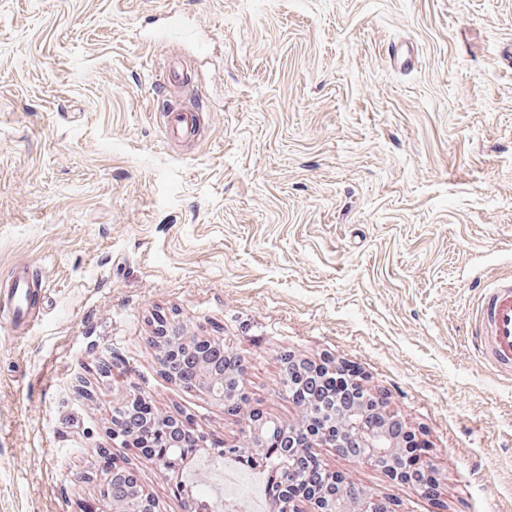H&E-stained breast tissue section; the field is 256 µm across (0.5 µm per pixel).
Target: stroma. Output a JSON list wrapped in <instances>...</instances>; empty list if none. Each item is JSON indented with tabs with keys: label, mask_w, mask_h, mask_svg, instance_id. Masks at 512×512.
<instances>
[{
	"label": "stroma",
	"mask_w": 512,
	"mask_h": 512,
	"mask_svg": "<svg viewBox=\"0 0 512 512\" xmlns=\"http://www.w3.org/2000/svg\"><path fill=\"white\" fill-rule=\"evenodd\" d=\"M173 57L201 115L182 143ZM21 266L48 292L0 313V512H83L104 448L183 512L113 403L237 444L250 413L298 423L285 355L357 367L440 495L323 449L347 484L512 512V373L470 339L481 284L512 277V0H0V293ZM161 326L244 358L236 412L165 376ZM193 110H175L167 114L164 127L169 140H190L196 136V114Z\"/></svg>",
	"instance_id": "1"
}]
</instances>
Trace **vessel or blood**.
I'll return each mask as SVG.
<instances>
[{
  "mask_svg": "<svg viewBox=\"0 0 512 512\" xmlns=\"http://www.w3.org/2000/svg\"><path fill=\"white\" fill-rule=\"evenodd\" d=\"M164 132L171 140L193 139L196 135L194 111L168 113ZM32 288L26 269H17L13 288L0 295V310L14 319L33 318ZM473 343L492 367L512 368V279L495 278L486 284L477 305Z\"/></svg>",
  "mask_w": 512,
  "mask_h": 512,
  "instance_id": "1",
  "label": "vessel or blood"
}]
</instances>
